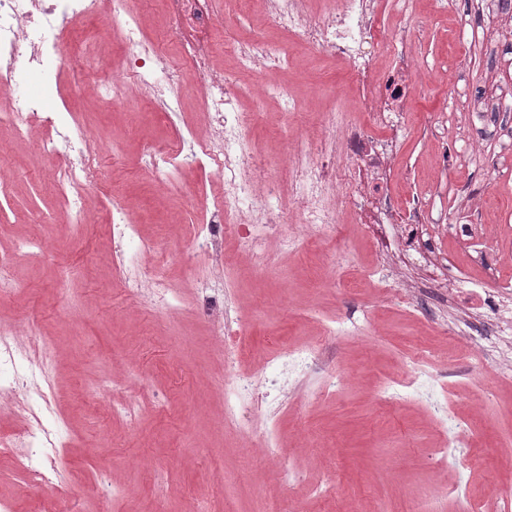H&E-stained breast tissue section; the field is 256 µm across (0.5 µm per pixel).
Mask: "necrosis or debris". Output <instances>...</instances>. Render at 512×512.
<instances>
[{
	"label": "necrosis or debris",
	"mask_w": 512,
	"mask_h": 512,
	"mask_svg": "<svg viewBox=\"0 0 512 512\" xmlns=\"http://www.w3.org/2000/svg\"><path fill=\"white\" fill-rule=\"evenodd\" d=\"M0 0V98L9 97L11 108L0 113V126H8L22 139L32 129H63L61 139L46 138L41 152L53 161L52 174L61 190L62 208L75 224L87 219L85 200L96 192V152L84 130L62 115L48 112L42 98L16 92L21 69L38 71L46 83H54L62 68L95 73L101 61L78 30L80 22L101 18L106 31L117 32L131 55L128 70L136 72L145 94L175 106L172 91L179 74L153 60L142 44L138 19L126 9V0ZM398 23L386 27V0H263L266 24L303 42L312 51L335 58L349 77L348 86L336 87V105L320 113L319 133L298 138L288 147L285 162L293 185L283 195L272 166L251 149L248 133L257 115L223 111L224 101L253 97L249 86L232 74L216 71L206 50L183 55L189 70L199 74L197 93L210 117L207 139H193L190 153L168 151L163 163L153 164L151 175L161 184L172 182L178 170L190 164L210 163L224 176V189L215 205L189 235L197 249L215 268L224 265V241L236 237L246 261L256 271L269 266L266 241L259 229L279 227L280 250L293 252L303 246L299 227L317 228L332 235L338 224L353 218L358 224H389L394 241L387 252L416 255L429 260L438 254L435 236H422L431 218L420 197L394 193L392 184L406 181L397 170L406 115L412 96H428L432 83L419 77L415 47L421 29L412 23L408 0H397ZM231 51L240 70L272 73L293 65L279 45L252 36L234 42ZM507 93L498 86L481 90L467 100L472 127L512 140V108H505ZM471 200L460 219L443 226L442 236L467 245L472 266L485 273L490 285L477 293L479 308L488 321L512 323V279L500 278L501 269L512 265V254L490 247L486 224ZM112 231L133 248V255L117 252L116 261L127 292L153 302L166 301L175 288L161 271L147 272L143 260L158 252L153 237L140 236L126 220V209L114 206ZM253 378L233 375L224 383V419L238 423L257 405ZM54 433L43 423L0 435V458L18 462L24 482L46 485L49 475L35 462L43 448L52 446Z\"/></svg>",
	"instance_id": "necrosis-or-debris-1"
}]
</instances>
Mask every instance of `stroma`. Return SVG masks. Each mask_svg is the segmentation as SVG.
<instances>
[{
	"mask_svg": "<svg viewBox=\"0 0 512 512\" xmlns=\"http://www.w3.org/2000/svg\"><path fill=\"white\" fill-rule=\"evenodd\" d=\"M241 2L215 0L223 18L212 34L220 71L227 67L225 41L248 33L236 20ZM127 7L166 63L198 45L200 33L168 29L160 0H128ZM409 11L425 28L417 57L434 91L410 104L399 164L433 218L453 217L460 199L478 192L482 220L512 244V144L491 137L469 145L463 137L469 114L448 95L452 79L467 94L494 82L512 84V63L489 69L483 49L463 42L455 9L411 0ZM121 80L124 96L109 105L88 89L82 73L61 72L48 86L30 72L19 84L44 95L50 109L75 113L101 155L105 188L91 202L87 223H68L61 212L52 164L39 149L45 130L35 128L21 140L0 132V174L8 182L0 193V209L8 214L0 222V251L15 254L11 290L0 296V323L15 328L26 358L34 356L30 337H43L53 349L52 374L36 382L30 400L53 408L44 421L58 428L59 447L42 464L65 489L67 503L81 512H183L204 500L216 512H258L267 493L297 512H367L379 498L391 512H405L409 494L432 483L466 485L478 499L512 495V454L503 450L512 441V370L453 345V337L485 330L484 319L449 307L426 285L448 280L462 296L474 289L480 274L451 241L446 264L431 269L405 259L385 294L376 275L384 260L359 224L339 225L330 239L308 229L309 246L299 253L269 243L263 273L250 270L239 245L228 243L225 270L236 281L228 304L252 319L236 371L262 381L258 411L272 416L277 454L250 447L239 427L225 422L224 360L198 305L197 287L209 271L183 235L201 203L221 193L223 178L208 166L183 170L175 184L162 186L149 170L153 153L177 145L184 126L207 135L196 78L185 72L177 113L142 97L132 73ZM282 80L306 100L314 88L334 86L344 75L326 59ZM263 105L253 145L261 152L286 148L301 128L283 125L282 100L269 97ZM442 144L448 147L444 169L436 163ZM117 198L145 235H161L166 273L179 287L178 313L123 292L113 268ZM30 235L39 241L34 252L17 251ZM334 254L342 258L336 273L329 264ZM330 272L331 284L324 280ZM311 341L316 363L284 382L270 360ZM417 353L441 373L451 413L478 423L472 447L449 449L443 469L431 454L447 443V431L434 426L432 410L412 390L394 397L387 389L407 377L408 358ZM328 371L348 381L336 395L316 398ZM474 374L482 393L467 385ZM122 400L145 405L137 423L113 416V404ZM326 479L335 483L336 499L315 497ZM59 509L50 489L21 481L15 461L0 459V512Z\"/></svg>",
	"mask_w": 512,
	"mask_h": 512,
	"instance_id": "1",
	"label": "stroma"
}]
</instances>
